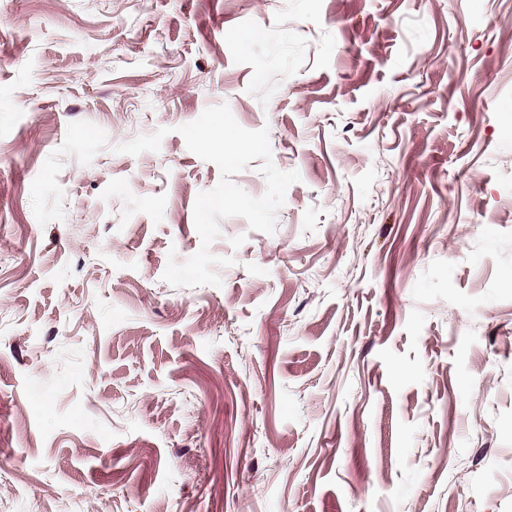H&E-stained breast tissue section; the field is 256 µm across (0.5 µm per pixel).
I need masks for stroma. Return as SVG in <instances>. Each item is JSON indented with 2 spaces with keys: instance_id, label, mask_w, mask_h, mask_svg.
Instances as JSON below:
<instances>
[{
  "instance_id": "stroma-1",
  "label": "stroma",
  "mask_w": 512,
  "mask_h": 512,
  "mask_svg": "<svg viewBox=\"0 0 512 512\" xmlns=\"http://www.w3.org/2000/svg\"><path fill=\"white\" fill-rule=\"evenodd\" d=\"M222 103L300 180L176 288ZM0 512H512V0H0Z\"/></svg>"
}]
</instances>
